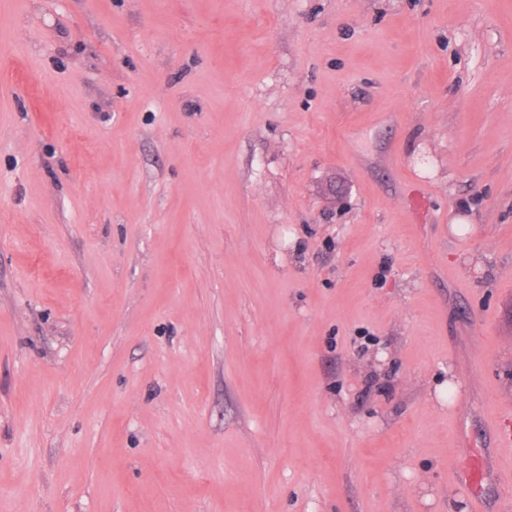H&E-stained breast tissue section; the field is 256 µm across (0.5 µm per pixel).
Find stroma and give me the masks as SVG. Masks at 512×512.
<instances>
[{"label": "stroma", "instance_id": "35a3bbf8", "mask_svg": "<svg viewBox=\"0 0 512 512\" xmlns=\"http://www.w3.org/2000/svg\"><path fill=\"white\" fill-rule=\"evenodd\" d=\"M479 455L512 512V0H0V512H470Z\"/></svg>", "mask_w": 512, "mask_h": 512}]
</instances>
